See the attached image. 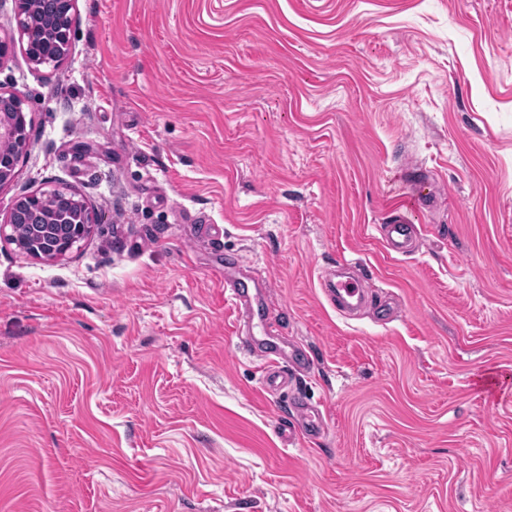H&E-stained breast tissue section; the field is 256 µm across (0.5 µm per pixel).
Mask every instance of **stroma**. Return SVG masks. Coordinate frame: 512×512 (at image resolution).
<instances>
[{
  "label": "stroma",
  "mask_w": 512,
  "mask_h": 512,
  "mask_svg": "<svg viewBox=\"0 0 512 512\" xmlns=\"http://www.w3.org/2000/svg\"><path fill=\"white\" fill-rule=\"evenodd\" d=\"M0 90V223L57 187L95 219L61 260L0 241V512H512V0H76ZM236 253L319 439L237 348ZM344 259L389 317L336 311ZM22 104L17 94L0 92V141L10 142L15 147L9 165L5 166L1 160L0 187L14 178L20 158L29 151L30 144ZM19 118L22 121H19ZM424 197L412 192L396 201L391 210L388 224L381 226V235L388 252L404 254L410 242L418 235V227L413 224V217L420 210ZM292 407L294 408L298 417V424L294 428L295 436L298 438L300 436L312 437L321 433L323 430V422L320 418L318 410L299 393L294 394ZM294 434H289L290 442L293 439Z\"/></svg>",
  "instance_id": "obj_1"
}]
</instances>
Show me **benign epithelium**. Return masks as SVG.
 <instances>
[{
	"mask_svg": "<svg viewBox=\"0 0 512 512\" xmlns=\"http://www.w3.org/2000/svg\"><path fill=\"white\" fill-rule=\"evenodd\" d=\"M15 19L20 39L26 41L25 52L35 65L57 64L66 55L71 36L72 11L75 0H53V8L42 16H33L25 10L22 0H13ZM0 141L10 142L15 151L11 163L0 164V186L9 183L15 176V169L21 157L29 151L25 115L22 100L15 93L0 92ZM43 194H29L18 198L11 208L8 220L0 225V237L14 240L13 235L6 234V227L16 223L25 212H37L46 222L53 220V214L44 209ZM44 243L42 254L49 258L64 256L74 244L45 226L41 232Z\"/></svg>",
	"mask_w": 512,
	"mask_h": 512,
	"instance_id": "1",
	"label": "benign epithelium"
}]
</instances>
